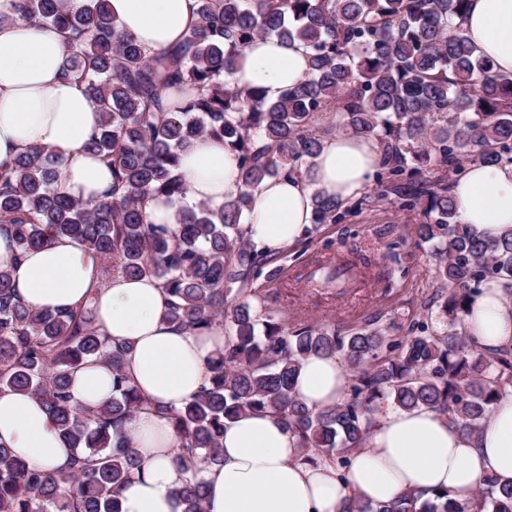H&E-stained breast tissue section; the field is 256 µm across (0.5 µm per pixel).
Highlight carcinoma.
Instances as JSON below:
<instances>
[{
  "label": "carcinoma",
  "instance_id": "obj_1",
  "mask_svg": "<svg viewBox=\"0 0 512 512\" xmlns=\"http://www.w3.org/2000/svg\"><path fill=\"white\" fill-rule=\"evenodd\" d=\"M468 0H196L198 22L163 51L123 33L108 0H19L18 20L66 35L63 75L84 86L102 124L88 150L112 170V198L85 202L57 190L60 158L35 144L0 172V225L19 249L50 243L47 230L96 252L104 276H151L171 297L169 321L187 331L228 329L208 385L179 409L146 403L125 375L130 346L110 342L92 308L32 313L15 300L12 274L0 270V389L33 395L70 448H81L67 474L31 466L0 444V512H121L119 490L140 469L122 434L142 411L174 423L173 462L191 474L176 496L183 512H207L209 487L199 475L223 460L224 425L247 413L282 419L305 454L341 467L366 447L379 405L428 406L468 434L500 392L512 386V348L475 353L463 327L465 305L486 279L512 285V231L484 239L457 218L448 186L422 178L429 165L459 176L470 166L512 162V75L493 70L464 34ZM276 36L309 52L310 73L275 102L229 81L254 40ZM193 95L174 107L170 88ZM374 138L382 163L378 197L421 210L417 234L431 245L443 284L439 318L409 335L381 329L341 335L322 325L295 330L245 300L271 258L247 237L243 214L253 189L279 176L309 177L333 134ZM201 137L218 139L238 161L242 184L213 210L199 202L175 227L148 221L149 196L183 195L182 154ZM353 207L318 196L314 223L338 224ZM341 355L351 381L337 404L310 408L295 394L309 355ZM91 358L112 369V400L70 405V376ZM342 512H512V485L491 475L459 502L446 492H406L374 507L359 496Z\"/></svg>",
  "mask_w": 512,
  "mask_h": 512
}]
</instances>
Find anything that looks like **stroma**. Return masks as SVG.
I'll return each instance as SVG.
<instances>
[{
    "label": "stroma",
    "instance_id": "1",
    "mask_svg": "<svg viewBox=\"0 0 512 512\" xmlns=\"http://www.w3.org/2000/svg\"><path fill=\"white\" fill-rule=\"evenodd\" d=\"M377 190L369 185L345 222L314 227L277 253L253 280L251 305L291 328L325 324L343 335L369 326L404 336L417 323L438 325L441 285L416 233L423 216Z\"/></svg>",
    "mask_w": 512,
    "mask_h": 512
}]
</instances>
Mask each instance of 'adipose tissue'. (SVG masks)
Returning <instances> with one entry per match:
<instances>
[{"label":"adipose tissue","instance_id":"ef3b65f1","mask_svg":"<svg viewBox=\"0 0 512 512\" xmlns=\"http://www.w3.org/2000/svg\"><path fill=\"white\" fill-rule=\"evenodd\" d=\"M195 0H108L121 30L154 50L179 42L195 23ZM18 0H0V163L33 144L51 146L62 160L63 194L103 199L112 186L110 168L88 149L101 116L84 87L63 78V37L18 23ZM466 37L495 71L512 74V0H470ZM309 75L308 52L299 42L255 40L244 52L232 82L279 99ZM381 162L373 139H328L310 177L264 180L253 192L246 233L276 254L297 245L313 224V197L343 202L360 197ZM188 185L183 197L150 198V222L170 224L179 209L198 201L223 207L241 186L235 156L223 142L203 138L182 155ZM457 215L480 236L493 239L512 229V164L474 166L451 186ZM0 270L12 273L16 294L30 311L70 310L93 302L95 323L111 340L130 343L125 369L147 401L182 407L207 383L209 363L224 344V328L195 333L169 322L170 298L151 277H104L99 256L65 235H52L41 250L23 252L8 227L0 228ZM467 333L489 350L512 344V293L503 281L481 286L464 317ZM350 382L340 356L305 359L295 390L310 407L340 402ZM71 403L96 405L112 397V371L89 362L71 378ZM125 435L142 469L120 493L122 512H181L174 491L185 475L172 458L179 438L172 423L144 413ZM0 443L47 472L70 470L75 449L66 447L40 402L26 393L0 392ZM512 484V388L501 392L469 436L428 407L377 414L366 449L338 470L325 458L302 453L297 437L277 417L249 414L224 426V459L207 470V512H339L350 495L372 505L407 491H448L463 501L484 474Z\"/></svg>","mask_w":512,"mask_h":512}]
</instances>
